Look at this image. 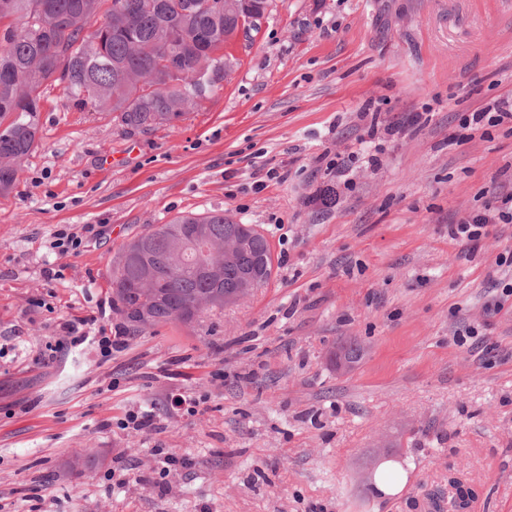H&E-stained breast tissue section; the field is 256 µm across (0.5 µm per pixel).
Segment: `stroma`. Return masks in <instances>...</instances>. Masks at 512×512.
Returning <instances> with one entry per match:
<instances>
[{
    "mask_svg": "<svg viewBox=\"0 0 512 512\" xmlns=\"http://www.w3.org/2000/svg\"><path fill=\"white\" fill-rule=\"evenodd\" d=\"M230 52L215 96L145 134L49 91L0 196V512H420L452 476L472 512H512V308H487L512 224L470 252L448 234L512 194V124H462L512 98V0H270ZM214 210L264 230L267 286L108 359L69 344L77 316L122 327L126 242ZM63 230L78 252L53 249ZM139 409L154 429L124 428ZM388 459L408 485L380 501Z\"/></svg>",
    "mask_w": 512,
    "mask_h": 512,
    "instance_id": "35a3bbf8",
    "label": "stroma"
}]
</instances>
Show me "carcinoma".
Returning a JSON list of instances; mask_svg holds the SVG:
<instances>
[{"label": "carcinoma", "instance_id": "1", "mask_svg": "<svg viewBox=\"0 0 512 512\" xmlns=\"http://www.w3.org/2000/svg\"><path fill=\"white\" fill-rule=\"evenodd\" d=\"M236 0H0V196L37 146V113L48 88L60 86L70 107L112 113L127 132L148 133L201 106L196 75L214 72L210 95L224 82V47L233 42ZM192 224L206 226L214 246L234 220L222 211L187 213L152 224L126 243L110 268L112 305L132 334L169 323L198 324L224 310L242 273L262 258L274 262L260 234L213 280L197 256L180 250ZM165 259L150 269L152 292L141 293L145 268L128 258L132 243ZM149 306L150 321L139 322Z\"/></svg>", "mask_w": 512, "mask_h": 512}]
</instances>
